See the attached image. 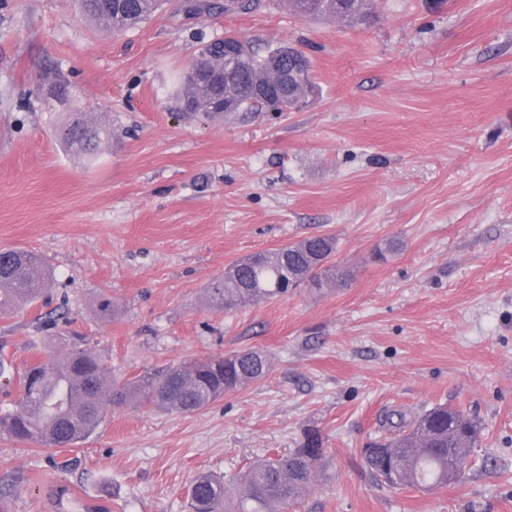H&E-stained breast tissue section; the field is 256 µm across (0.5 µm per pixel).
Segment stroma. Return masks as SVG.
<instances>
[{
  "instance_id": "stroma-1",
  "label": "stroma",
  "mask_w": 512,
  "mask_h": 512,
  "mask_svg": "<svg viewBox=\"0 0 512 512\" xmlns=\"http://www.w3.org/2000/svg\"><path fill=\"white\" fill-rule=\"evenodd\" d=\"M176 5L112 33L76 0H0V250L53 271L0 314V356L32 357L42 335L58 355L96 350L121 381L246 349L270 370L194 413L109 408L70 448L0 437V501L191 512L197 474L232 478L316 430L327 476L284 512H512V0H374L363 25L286 0L190 20ZM228 31L304 50L310 105L183 116L177 73ZM58 78L112 130L93 157L63 146L70 107L43 103ZM323 234L346 283L210 307L228 265ZM440 403L482 424L463 477L431 493L376 482L360 450L385 413ZM72 487L108 496L75 508Z\"/></svg>"
}]
</instances>
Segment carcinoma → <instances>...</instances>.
Returning a JSON list of instances; mask_svg holds the SVG:
<instances>
[{"mask_svg": "<svg viewBox=\"0 0 512 512\" xmlns=\"http://www.w3.org/2000/svg\"><path fill=\"white\" fill-rule=\"evenodd\" d=\"M300 18L324 17L366 23L371 0H287ZM162 0H81L85 17L92 22H114L112 31L123 32L151 17ZM260 0H207L199 5L202 15L249 13ZM270 47L241 40L234 33L206 43L201 54L223 68L227 95L236 101V112H270L279 95L310 98L317 93L311 80L297 83L288 78L280 89L290 60L274 75L266 65ZM213 88L204 81L177 80L178 103L195 105L194 113L222 118L213 112ZM112 138L109 127L92 124L83 113L73 112L62 129L63 141L76 153L92 155ZM336 241L327 235L308 237L278 249L262 251L239 260L224 270V276L207 289L209 305L231 311L240 306L278 299L309 281L318 288L336 277L329 262ZM52 277L46 261L23 249L0 251V313L36 302ZM269 357L261 350L217 355L205 361L184 362L121 383L107 376L101 356L87 347H73L62 356L46 352L19 379V396L11 408L0 409V435L21 443L56 448L73 447L92 436L108 407L132 404L178 413L199 411L225 393L263 379ZM389 435L362 449L364 465L382 485L433 491L461 476L469 465L473 448L480 442L476 420L460 409L434 406L411 420L401 413L386 417ZM324 449L321 435L309 432L299 447L286 455L253 464L240 478L243 495L236 512H275L305 495L322 476ZM230 493L224 478L201 474L188 490L192 512H226Z\"/></svg>", "mask_w": 512, "mask_h": 512, "instance_id": "obj_1", "label": "carcinoma"}]
</instances>
